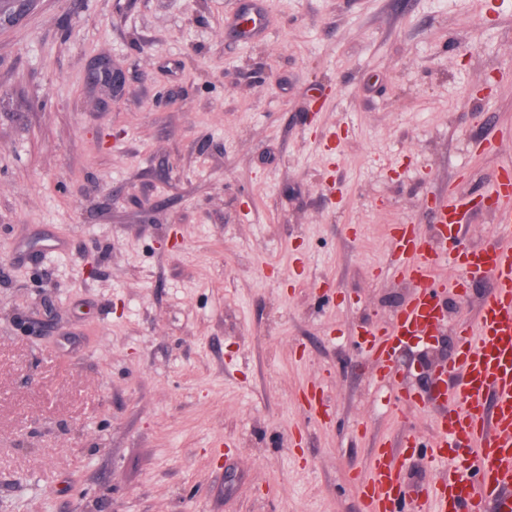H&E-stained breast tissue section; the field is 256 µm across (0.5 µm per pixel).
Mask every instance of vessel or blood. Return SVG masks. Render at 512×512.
<instances>
[{"instance_id": "1", "label": "vessel or blood", "mask_w": 512, "mask_h": 512, "mask_svg": "<svg viewBox=\"0 0 512 512\" xmlns=\"http://www.w3.org/2000/svg\"><path fill=\"white\" fill-rule=\"evenodd\" d=\"M487 203L506 236L482 250L461 246L463 212L459 200L436 205L434 238L422 237L415 225L405 224L395 242L390 273H406L414 284L412 299L388 324L371 323L363 344L377 365L375 378H390L398 349L409 340L430 336L441 328L443 308L436 270L451 263L461 279L484 274L490 283L473 318L457 322V356L443 374H458L452 390L434 389L415 400L417 409L432 418L430 457L451 471L471 473L472 482L442 478L422 490L433 512H512V170L493 180ZM365 512H397L405 495L391 453L375 449L369 472L356 477Z\"/></svg>"}]
</instances>
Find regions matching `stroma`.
I'll use <instances>...</instances> for the list:
<instances>
[{
	"mask_svg": "<svg viewBox=\"0 0 512 512\" xmlns=\"http://www.w3.org/2000/svg\"><path fill=\"white\" fill-rule=\"evenodd\" d=\"M36 0L0 23V512H362L487 287L373 379L394 231L512 167V0ZM124 73L92 82L99 60ZM410 401H403V393Z\"/></svg>",
	"mask_w": 512,
	"mask_h": 512,
	"instance_id": "1",
	"label": "stroma"
}]
</instances>
